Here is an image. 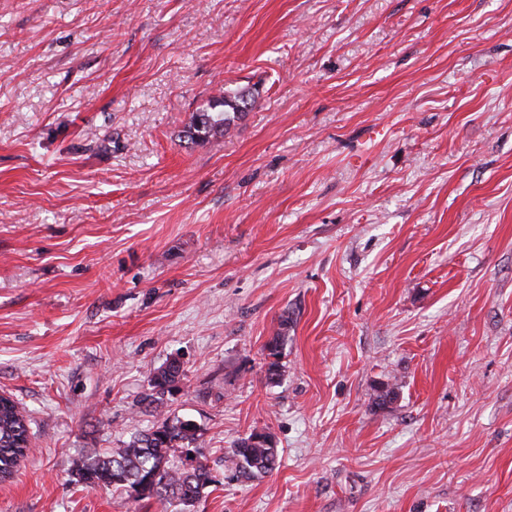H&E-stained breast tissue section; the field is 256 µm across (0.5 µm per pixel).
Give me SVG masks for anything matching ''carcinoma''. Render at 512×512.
<instances>
[{"label":"carcinoma","instance_id":"cac0c4a2","mask_svg":"<svg viewBox=\"0 0 512 512\" xmlns=\"http://www.w3.org/2000/svg\"><path fill=\"white\" fill-rule=\"evenodd\" d=\"M254 99L249 89L226 90L214 97L209 108L190 115L186 137L193 143L204 142L224 133V128L240 118ZM288 331V318L280 321V333L266 344L267 380L277 382L282 375L280 363ZM183 377L179 361L173 360L152 379L150 402L163 399L177 388ZM196 426L189 420L165 417L147 431L134 436L126 445L107 455L89 456L72 473L73 481L85 487L123 490L131 496L155 497L175 512H191L202 491L213 477L210 467L192 457ZM32 441L26 417L11 397L0 398V481L12 478L20 462L31 452ZM279 452L266 432L252 431L231 449L230 461L239 478L251 479L272 472Z\"/></svg>","mask_w":512,"mask_h":512}]
</instances>
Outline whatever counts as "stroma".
I'll list each match as a JSON object with an SVG mask.
<instances>
[{"mask_svg":"<svg viewBox=\"0 0 512 512\" xmlns=\"http://www.w3.org/2000/svg\"><path fill=\"white\" fill-rule=\"evenodd\" d=\"M0 393V512H162L71 469L167 416L194 512H512V0H0ZM253 99L250 89L224 90L212 99L208 109L190 115L184 131L186 137L199 143L224 133V128L248 110ZM280 333L273 336L271 340L266 344V350L268 351L267 356L272 357L273 360L268 363L267 367V380L270 383H277L282 375L283 365L280 363L281 354L285 339L286 332L288 331L287 319H281L280 321ZM183 377V369L179 361L173 360L164 368L160 369L152 379V393L146 399L151 403L163 399L166 393L177 388ZM26 417L10 396L0 398V481L12 478L20 462L31 452ZM279 452L266 432L252 431L231 448L230 458L237 478L251 479L271 473L278 464Z\"/></svg>","mask_w":512,"mask_h":512,"instance_id":"35a3bbf8","label":"stroma"}]
</instances>
